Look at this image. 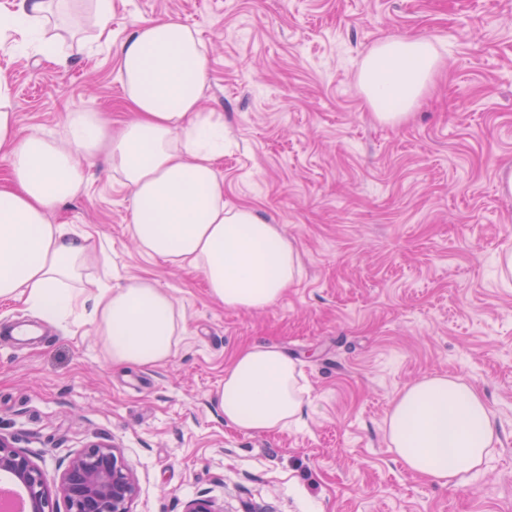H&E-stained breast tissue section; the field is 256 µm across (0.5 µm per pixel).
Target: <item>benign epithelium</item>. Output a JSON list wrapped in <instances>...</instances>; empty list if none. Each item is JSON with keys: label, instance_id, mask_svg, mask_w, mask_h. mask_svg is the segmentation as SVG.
Returning <instances> with one entry per match:
<instances>
[{"label": "benign epithelium", "instance_id": "obj_1", "mask_svg": "<svg viewBox=\"0 0 512 512\" xmlns=\"http://www.w3.org/2000/svg\"><path fill=\"white\" fill-rule=\"evenodd\" d=\"M0 473L26 491L27 512H131L137 494L134 474L114 446L88 443L70 459L59 482L48 484L43 470L13 438L0 434Z\"/></svg>", "mask_w": 512, "mask_h": 512}]
</instances>
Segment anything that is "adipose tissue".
I'll use <instances>...</instances> for the list:
<instances>
[{
	"mask_svg": "<svg viewBox=\"0 0 512 512\" xmlns=\"http://www.w3.org/2000/svg\"><path fill=\"white\" fill-rule=\"evenodd\" d=\"M88 19L91 37L63 26ZM112 0H14L0 29L36 38L38 54L65 63L67 42L109 38ZM123 101L132 117L110 130L94 112L70 113L65 138L17 128L8 80L0 75V301L21 303L50 321L81 311L118 366L169 362L184 334L172 293L150 278L104 287L84 279L95 257L90 237L67 234L50 216L82 193L106 157L132 195L131 231L141 251L202 269L209 296L225 308L274 305L301 271L294 238L249 204L224 203V115L203 111L208 57L196 31L176 19L134 26L118 51ZM438 59L429 41H382L365 58L361 84L378 117L403 119L427 90ZM297 364L274 344L239 351L215 403L227 426L270 434L300 422L310 405ZM387 445L415 474L464 487L498 440L481 394L433 374L407 386L386 419Z\"/></svg>",
	"mask_w": 512,
	"mask_h": 512,
	"instance_id": "obj_1",
	"label": "adipose tissue"
}]
</instances>
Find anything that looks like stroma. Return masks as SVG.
<instances>
[{
  "mask_svg": "<svg viewBox=\"0 0 512 512\" xmlns=\"http://www.w3.org/2000/svg\"><path fill=\"white\" fill-rule=\"evenodd\" d=\"M175 18L205 45L202 107L224 115V202L255 205L294 238L298 282L271 307L224 308L200 271L142 253L131 193L93 171L53 223L105 248L89 278L171 289L185 333L156 368L118 367L92 325L72 329L0 302V432L56 481L92 441L133 470L132 512H512V0H112L111 42L66 65L0 37L23 133L64 137L69 113L126 117L117 46L143 20ZM419 36L439 68L407 119L368 103L364 59ZM35 336L13 335L17 324ZM279 345L300 361L314 409L271 434L225 426L214 405L241 349ZM446 374L476 387L499 441L464 488L408 471L386 418L409 384Z\"/></svg>",
  "mask_w": 512,
  "mask_h": 512,
  "instance_id": "1",
  "label": "stroma"
}]
</instances>
